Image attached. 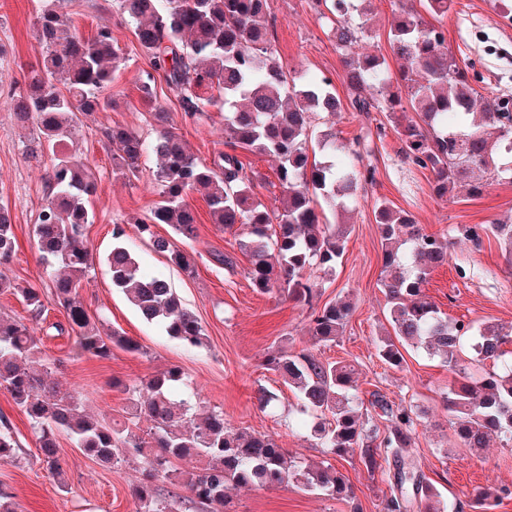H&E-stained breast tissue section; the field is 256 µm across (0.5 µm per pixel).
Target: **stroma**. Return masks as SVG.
<instances>
[{"instance_id":"stroma-1","label":"stroma","mask_w":512,"mask_h":512,"mask_svg":"<svg viewBox=\"0 0 512 512\" xmlns=\"http://www.w3.org/2000/svg\"><path fill=\"white\" fill-rule=\"evenodd\" d=\"M84 36L110 25L121 50L120 70L97 112L84 121L75 146L91 167L96 190L90 206L95 221L86 238L95 265L79 290V300L104 330L121 329L138 341L141 352L113 349L108 360L78 353L72 339L53 332L66 323L65 311L47 301L41 322L49 333L43 338L47 358L57 361L52 379L61 390L79 392L83 406L105 420L125 418L126 400L113 389V379L138 381L177 365L192 379L205 406L222 411L232 426L273 436L295 456L309 462L332 464L351 482L354 502L331 499L296 487L233 488L229 494L238 512H385L388 485L381 474H370L357 460L340 458L321 447L308 428L299 425L281 377L263 365L266 354L283 347L321 360L349 362L358 370L359 394L370 400L379 392L393 404L421 411L409 450L427 481L449 500L467 502L476 487L512 488V440L492 436L481 455L461 448L450 427L451 416L442 394L452 378L437 358L407 354L402 367L393 368L377 356L376 345L392 331L387 299L379 278L383 263L378 205L387 204L412 214L427 232L447 236L450 257L436 269L425 293L450 319L512 325V260L507 259L493 235L472 241L464 236L475 224H512V174L488 179L481 196L458 193L438 198L434 177L407 159L403 144L387 113L360 117L350 110L336 116L318 115L317 130L335 131L339 144L361 141L368 153L363 169L372 178L363 182L356 200L345 211L321 213L326 224L349 227L344 256L333 275L315 273L320 303L351 297L353 312L342 336L327 345L313 343L307 307L276 294H262L252 286L249 259L239 249L242 228H223L212 221L203 194L190 193L187 201L197 219L198 236L183 242L193 253V272H186L153 251L148 240L138 238L129 217L147 213L157 200L154 157L143 160L139 177L128 178L112 164L115 147L102 137L101 127L125 126L153 140L161 125L172 126L204 163H212L224 149V115L212 111L195 121L185 116L165 84H158L156 100L141 99L137 77L149 66L131 26L119 21L115 0H53ZM401 0H372L362 51L384 57L391 73L401 62L388 43L394 13ZM39 0H0V205L8 206L15 224L18 248L7 276L21 285L51 293L52 283L39 260L32 227L46 203L45 170L48 159L27 155L30 128L17 123L5 101L21 82L24 71L41 57L33 23ZM276 19L273 48L287 71L303 70L331 79L339 96H346L341 63L332 24L321 15L314 0H268ZM432 24L442 31L449 50L467 73L472 87L483 96L512 104V13L499 0H454L448 15L435 16ZM125 225L132 237L144 273L167 279L183 304L197 316L207 337V347L184 348L157 326L145 322L112 285L103 261L112 246V228ZM232 256L236 265L226 269L213 253ZM276 392L281 404L261 410L260 390ZM0 419L12 428L19 448L14 458L0 461V489L13 495L18 512H134L131 488L142 478V458L124 459L104 468L85 457L67 437L59 439V455L68 476L67 491L39 461L36 440L27 417L10 394L0 388Z\"/></svg>"}]
</instances>
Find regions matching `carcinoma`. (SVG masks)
Wrapping results in <instances>:
<instances>
[{"label":"carcinoma","mask_w":512,"mask_h":512,"mask_svg":"<svg viewBox=\"0 0 512 512\" xmlns=\"http://www.w3.org/2000/svg\"><path fill=\"white\" fill-rule=\"evenodd\" d=\"M335 16L336 45L344 51L347 102L330 89L331 81L288 78L272 47L274 21L267 0H117L120 15L133 26L150 69L139 78L142 99L155 97L157 81H164L186 116L200 119L210 106L224 112V146L212 165L200 162L181 136L162 129L146 143L133 128L104 126L109 144L119 145V168L137 176L142 158L154 154L159 199L149 213L135 219L139 234L155 252L185 271L194 256L177 245L197 237L189 193L205 195L213 223L231 229L246 227L239 249L250 258L247 275L261 293L277 289L310 310L309 332L317 344L333 343L344 332L353 305L340 298L317 303V283L309 273L331 274L345 251L347 225L321 224L317 207L335 210L356 196L361 184L347 157H340L336 134L324 131L312 137V119L318 112H340L349 107L359 115L389 114L403 143L405 156L434 176L440 198L460 191L481 194L474 178L478 169L497 175L512 168V114L497 97H482L469 85L444 36L424 14L448 13L453 0H422L423 10L400 7L389 31L392 54L402 71L390 74L385 58L358 52L366 0H328ZM34 29L43 49L41 60L23 75L19 91L5 105L22 125L32 127L29 145L34 157H49L47 201L33 225V240L51 277L52 297L67 315L74 346L100 360L112 357L115 347L128 352L140 345L116 329L101 332L78 300V289L94 266L86 227L94 215L88 198L95 190L91 168L69 151L80 131L81 117L100 107V96L114 81L121 64L120 48L112 28L102 26L86 38L72 20L50 3L39 8ZM375 85L379 98L365 95ZM419 120L406 119V110ZM266 155L276 162L284 194L281 207L265 204L255 192L259 175L247 172L240 153ZM384 242L381 287L389 304L394 336L377 344L379 359L391 367L405 362L403 352L423 350L441 358L455 374L444 392L445 409L453 414L459 445L470 451L486 447L491 435L512 440V326L487 325L476 331L469 323L450 322L424 293L431 273L448 262L447 237L428 233L404 210L381 205L376 212ZM155 224H167L170 237L158 236ZM490 230L512 257V224L482 225L465 230L479 240ZM126 231L112 229L114 243L106 256L113 286L149 323L187 349L206 346L207 336L197 316L184 306L170 283L142 273L135 250L125 241ZM17 250L9 210L0 206V290L19 297L29 321L0 316V387L27 416L36 438L40 461L56 478L60 490L68 487L59 461V437L103 467L132 455L145 460V473L132 490L135 512H179L177 496H164L159 484L185 489L192 499L212 512H237L227 497L238 487L295 485L322 495L351 500L349 480L330 464H313L293 456L267 434L234 428L224 412L197 408L198 390H190L187 376L172 365L147 379L127 383L112 380V388L126 394V421L108 423L81 408L73 395L60 392L51 375L56 363L43 352L39 322L45 295L22 287L3 271ZM477 360L488 366L478 376L461 364L460 354L470 338ZM266 369L277 373L292 391L296 411L314 417L312 426L321 446L339 457L358 459L367 472L396 467L385 498L386 512H405L417 503L421 512H463L450 504L415 471L405 456L412 447V409L396 407L376 395L370 405L381 411L384 428L361 421L355 368L311 354L272 351ZM149 421L143 430L140 420ZM18 441L7 424L0 425V460L15 457ZM181 460L185 468H176ZM512 496L502 486L491 493L476 489L467 506L471 512H494L498 501Z\"/></svg>","instance_id":"cac0c4a2"}]
</instances>
